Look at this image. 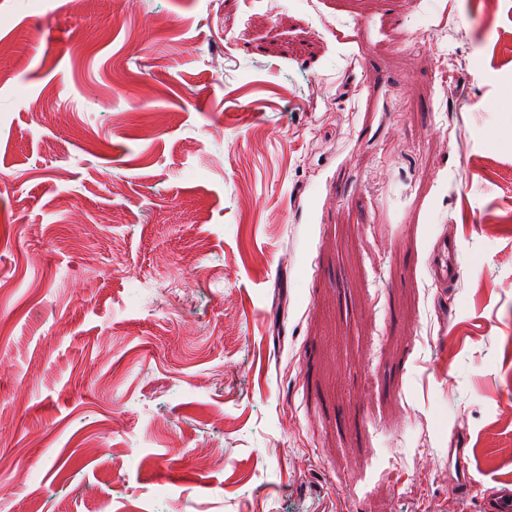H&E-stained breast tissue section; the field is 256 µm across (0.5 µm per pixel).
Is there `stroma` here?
Segmentation results:
<instances>
[{
	"label": "stroma",
	"mask_w": 512,
	"mask_h": 512,
	"mask_svg": "<svg viewBox=\"0 0 512 512\" xmlns=\"http://www.w3.org/2000/svg\"><path fill=\"white\" fill-rule=\"evenodd\" d=\"M477 2L0 0V512L512 484V0ZM459 251L455 243L445 241L437 244L430 262V275L439 285L456 281L459 275Z\"/></svg>",
	"instance_id": "1"
}]
</instances>
